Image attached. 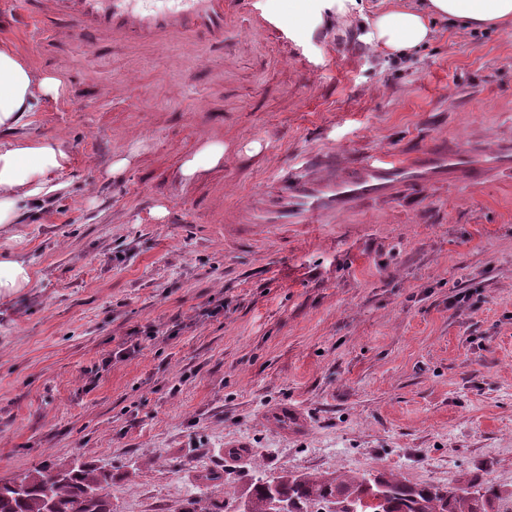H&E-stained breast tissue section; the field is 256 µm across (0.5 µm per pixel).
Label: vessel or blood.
Listing matches in <instances>:
<instances>
[{
  "mask_svg": "<svg viewBox=\"0 0 512 512\" xmlns=\"http://www.w3.org/2000/svg\"><path fill=\"white\" fill-rule=\"evenodd\" d=\"M250 0H21L18 22L37 24L38 48L58 53L63 64L85 49H112L137 62L161 53L177 59L205 47L223 46L244 28L287 44L275 13L253 9ZM512 175V140L476 149L433 141L406 151L374 148L337 161L322 148L296 169L270 178L247 205L216 208L215 224H332L373 200H407L416 189L454 182L468 188L490 175ZM266 421L281 432L306 427L288 406L271 410Z\"/></svg>",
  "mask_w": 512,
  "mask_h": 512,
  "instance_id": "1",
  "label": "vessel or blood"
}]
</instances>
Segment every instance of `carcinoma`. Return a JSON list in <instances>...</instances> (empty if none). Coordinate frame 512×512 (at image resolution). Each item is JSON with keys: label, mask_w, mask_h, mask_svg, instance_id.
Here are the masks:
<instances>
[{"label": "carcinoma", "mask_w": 512, "mask_h": 512, "mask_svg": "<svg viewBox=\"0 0 512 512\" xmlns=\"http://www.w3.org/2000/svg\"><path fill=\"white\" fill-rule=\"evenodd\" d=\"M112 473L77 460L67 467L51 461L0 482V512H112L107 488ZM512 501L492 480L464 474L456 485L412 483L399 471L375 473L287 472L259 476L240 496L238 512H502ZM184 512H223L200 497Z\"/></svg>", "instance_id": "cac0c4a2"}]
</instances>
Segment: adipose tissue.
<instances>
[{
  "mask_svg": "<svg viewBox=\"0 0 512 512\" xmlns=\"http://www.w3.org/2000/svg\"><path fill=\"white\" fill-rule=\"evenodd\" d=\"M424 2L418 10L394 7L368 18V42L407 57L431 42L440 19L475 32L512 24V0ZM58 96L53 76L34 69L10 42L0 41V235L18 223L30 203L67 188L59 179L72 163L67 139L27 132L40 104Z\"/></svg>",
  "mask_w": 512,
  "mask_h": 512,
  "instance_id": "obj_1",
  "label": "adipose tissue"
}]
</instances>
